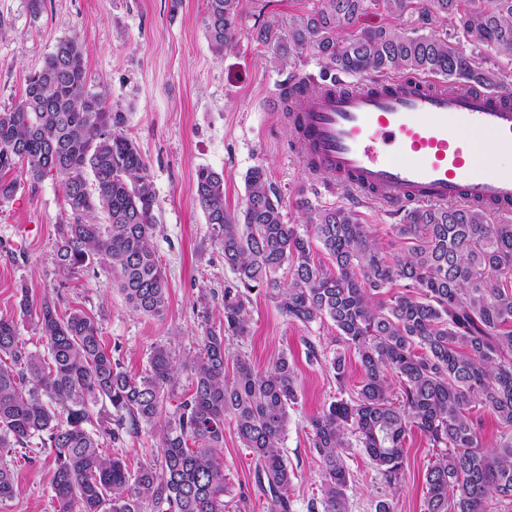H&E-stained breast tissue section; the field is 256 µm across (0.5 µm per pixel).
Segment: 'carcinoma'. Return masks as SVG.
Returning <instances> with one entry per match:
<instances>
[{
    "label": "carcinoma",
    "mask_w": 512,
    "mask_h": 512,
    "mask_svg": "<svg viewBox=\"0 0 512 512\" xmlns=\"http://www.w3.org/2000/svg\"><path fill=\"white\" fill-rule=\"evenodd\" d=\"M318 2L286 25L271 20L252 31L283 66L316 57L321 71L307 77L308 90L320 91L338 74L374 71L476 82L512 99V83L485 71L460 42L401 27L415 0ZM422 2L423 15L512 60V0ZM375 10L387 23L360 27ZM239 17V0H207L203 23L215 53L232 45ZM19 163L34 180L51 175L61 183L67 220L59 225L56 266L75 273L103 263L132 311L161 315L168 284L151 245L160 206L148 163L115 128L104 93L87 89L76 36L59 41L23 97L0 111V172ZM267 180L260 165L246 173L235 214L224 207V174L196 173L211 240L234 278L224 283V325L206 328L199 352L184 363L158 345L148 368L130 375L102 345L94 316L61 314L48 297L35 312L45 357L27 350L17 321L0 317V502L14 495L6 457H25L35 446L54 456L51 491L60 512H225L231 489L217 453L230 422L254 456L269 512H291L295 473L281 442L288 408L298 403L294 367L285 355L259 370L247 355L227 354V341L249 335L246 303L255 288L266 289L291 321L334 323L337 348L328 364L339 393L346 353L363 369L356 390L308 422L321 471V498L308 512H350L354 447L396 489L413 429L444 449L427 469V512H494L512 501V224L492 223L480 204L415 207L392 225L403 248L390 257L343 206L318 208L301 198L305 228L286 223ZM314 241L333 267L314 260ZM182 369L190 387L169 410ZM473 403L497 418L491 448L466 416ZM145 425L159 441L156 460L132 471L123 457L102 452L103 440L116 443Z\"/></svg>",
    "instance_id": "obj_1"
}]
</instances>
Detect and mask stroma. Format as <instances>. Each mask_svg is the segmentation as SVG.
Returning a JSON list of instances; mask_svg holds the SVG:
<instances>
[{
	"instance_id": "1",
	"label": "stroma",
	"mask_w": 512,
	"mask_h": 512,
	"mask_svg": "<svg viewBox=\"0 0 512 512\" xmlns=\"http://www.w3.org/2000/svg\"><path fill=\"white\" fill-rule=\"evenodd\" d=\"M315 3L241 0L235 42L220 57L211 51L203 26L206 0H182L176 10L171 0H44L36 16L28 0H0V110L21 98L29 73L60 40L80 39L88 89L105 91L113 114L123 120V131L149 165L161 206L151 243L168 281L167 309L152 317L131 311L105 266L76 274L60 271L53 253L67 206L58 180L34 181L22 168L8 172L19 187L12 199L0 203V316L17 319L30 352H44L45 344L34 317L20 312L24 295L34 309L49 297L58 300L61 310L78 308L95 316L103 345L133 375L145 370L156 345L170 347L180 362L198 352L205 327L219 326L224 318V284L233 278L197 201L196 172L202 167L223 172L229 211L241 208L244 176L261 165L281 199L285 222L300 223L301 197L315 206L350 207L388 254L399 252L392 227L400 223L401 211L353 199L326 178L309 179L290 149L278 85L291 72L318 73V62L304 57L279 66L251 36L259 20L285 22ZM203 288L211 292L204 307L197 301ZM248 310L250 334L231 341L229 351L247 353L259 368L283 354L294 366L299 402L289 410L282 448L295 472L288 490L293 512H307V502L321 495L320 463L308 421L334 399L337 387L325 364L309 361L305 342L313 340L334 353L336 328L327 319L307 325L289 321L262 289L251 293ZM103 451L123 456L135 469L156 459L159 447L155 437L142 431L105 442ZM437 455L419 431H412L406 438L402 483L393 494L365 453L352 449L347 460L353 474L350 512H374L376 501L387 494L395 512H426L424 474ZM220 460L232 487L226 512H268L267 499L254 483L249 451L229 424ZM13 470L16 493L0 503V512H58L48 453L18 459Z\"/></svg>"
}]
</instances>
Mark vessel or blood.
Listing matches in <instances>:
<instances>
[{"mask_svg": "<svg viewBox=\"0 0 512 512\" xmlns=\"http://www.w3.org/2000/svg\"><path fill=\"white\" fill-rule=\"evenodd\" d=\"M287 114L306 171L330 176L353 197L388 207L485 204L512 213V163L478 155L485 136L512 151V100L433 78L337 80L294 93Z\"/></svg>", "mask_w": 512, "mask_h": 512, "instance_id": "b4317fda", "label": "vessel or blood"}]
</instances>
